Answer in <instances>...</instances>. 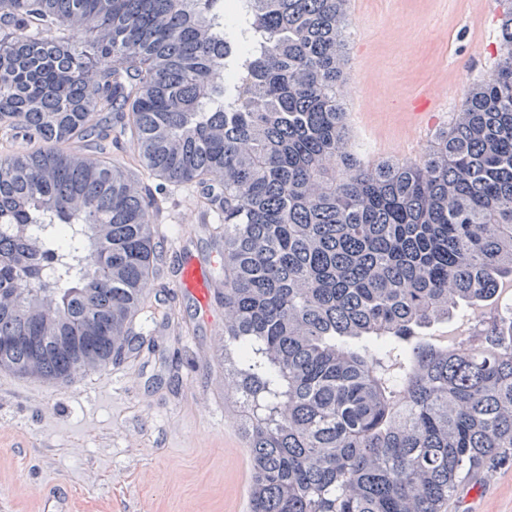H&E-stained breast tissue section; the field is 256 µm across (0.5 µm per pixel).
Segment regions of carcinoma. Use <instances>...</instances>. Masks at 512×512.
<instances>
[{"label":"carcinoma","mask_w":512,"mask_h":512,"mask_svg":"<svg viewBox=\"0 0 512 512\" xmlns=\"http://www.w3.org/2000/svg\"><path fill=\"white\" fill-rule=\"evenodd\" d=\"M498 54L416 161L367 164L340 89L346 0H0V369L51 386L136 350L164 237L119 163L78 151L121 119L149 175L215 185L224 383L250 512H446L512 456V318L477 348L427 331L512 281V0Z\"/></svg>","instance_id":"carcinoma-1"}]
</instances>
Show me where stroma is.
Wrapping results in <instances>:
<instances>
[{
  "label": "stroma",
  "instance_id": "obj_1",
  "mask_svg": "<svg viewBox=\"0 0 512 512\" xmlns=\"http://www.w3.org/2000/svg\"><path fill=\"white\" fill-rule=\"evenodd\" d=\"M354 43L366 61L350 59L373 127L358 136L363 156L378 141L388 158L421 157L428 143H407L400 113L421 86L440 82L439 126L449 124L464 91L497 56L496 0H486L480 29L462 0H370ZM84 153L132 163L134 147L115 136L111 116L80 143ZM157 204L166 264L152 303L163 313L139 354L55 388L0 371V512H43L54 490L69 512H249L251 455L238 427L240 406L224 388V306L203 317L195 298L174 288L179 255L213 278L223 246L201 223V187L141 174ZM448 512H512V460L492 463L460 486Z\"/></svg>",
  "mask_w": 512,
  "mask_h": 512
}]
</instances>
